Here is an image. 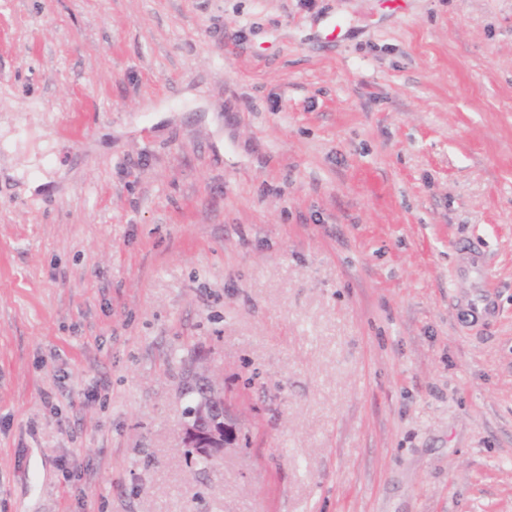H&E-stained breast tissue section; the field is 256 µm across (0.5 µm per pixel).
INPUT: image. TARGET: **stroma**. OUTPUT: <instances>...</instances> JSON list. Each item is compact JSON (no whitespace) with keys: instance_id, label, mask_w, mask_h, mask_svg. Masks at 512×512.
I'll return each instance as SVG.
<instances>
[{"instance_id":"1","label":"stroma","mask_w":512,"mask_h":512,"mask_svg":"<svg viewBox=\"0 0 512 512\" xmlns=\"http://www.w3.org/2000/svg\"><path fill=\"white\" fill-rule=\"evenodd\" d=\"M0 135V512H512V0H0ZM495 309V303L490 291L486 288H481L474 298L467 300L462 307H457L455 317L461 320L478 321L492 317L495 314ZM203 395L184 424V441L192 443L197 453L212 462L224 453L227 444L228 408L224 393L213 382L200 384Z\"/></svg>"}]
</instances>
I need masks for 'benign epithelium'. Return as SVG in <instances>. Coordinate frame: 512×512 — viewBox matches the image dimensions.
Wrapping results in <instances>:
<instances>
[{
    "label": "benign epithelium",
    "instance_id": "obj_1",
    "mask_svg": "<svg viewBox=\"0 0 512 512\" xmlns=\"http://www.w3.org/2000/svg\"><path fill=\"white\" fill-rule=\"evenodd\" d=\"M203 395L187 416L184 441L197 448L200 457L212 462L224 453L227 444V403L213 382L202 384Z\"/></svg>",
    "mask_w": 512,
    "mask_h": 512
}]
</instances>
